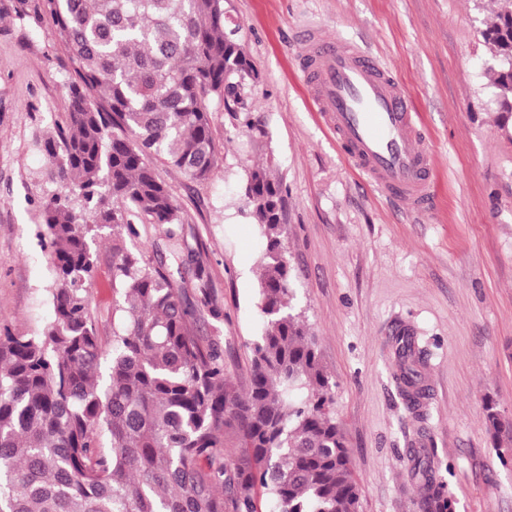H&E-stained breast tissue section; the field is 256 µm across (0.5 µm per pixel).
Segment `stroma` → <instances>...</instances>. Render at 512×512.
<instances>
[{
	"label": "stroma",
	"mask_w": 512,
	"mask_h": 512,
	"mask_svg": "<svg viewBox=\"0 0 512 512\" xmlns=\"http://www.w3.org/2000/svg\"><path fill=\"white\" fill-rule=\"evenodd\" d=\"M39 0H0V328L36 332L53 307L42 208L61 190L40 147L64 127L69 49ZM491 0H224V23L259 79L242 92L253 124L211 106L215 166L194 180L156 157L178 207L183 300L239 391L266 322L257 307L263 242L244 196L247 171L283 186L291 305L331 376L360 512H421L414 449L431 453L454 512H512V441L493 443L487 409L512 419V138L497 123L480 31ZM366 46L409 91L433 154V206L410 215L347 159L316 112L297 33ZM94 248L89 290L112 345V233ZM202 274H195V266ZM425 358L421 413L398 393L394 338Z\"/></svg>",
	"instance_id": "35a3bbf8"
}]
</instances>
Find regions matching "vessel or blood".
I'll list each match as a JSON object with an SVG mask.
<instances>
[{"instance_id":"b4317fda","label":"vessel or blood","mask_w":512,"mask_h":512,"mask_svg":"<svg viewBox=\"0 0 512 512\" xmlns=\"http://www.w3.org/2000/svg\"><path fill=\"white\" fill-rule=\"evenodd\" d=\"M298 57L318 112L355 166L405 212L429 208L432 155L405 87L344 38L304 34Z\"/></svg>"}]
</instances>
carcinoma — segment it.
Segmentation results:
<instances>
[{
	"label": "carcinoma",
	"mask_w": 512,
	"mask_h": 512,
	"mask_svg": "<svg viewBox=\"0 0 512 512\" xmlns=\"http://www.w3.org/2000/svg\"><path fill=\"white\" fill-rule=\"evenodd\" d=\"M68 46L75 79L67 128L44 143L67 191L43 205L54 317L38 332L0 333V512H359V491L334 411V387L302 316L290 306L283 188L263 166L247 173L264 241L258 306L266 328L242 396L217 345L182 299L184 260L153 263L112 244L123 300L105 350L90 308V242L106 227L139 236L144 215L173 240L179 208L150 158L206 178L215 148L210 104L258 72L224 24V0H42ZM481 36L502 119H512V0ZM105 93L99 108L93 93ZM400 395L418 411L424 360L411 333L394 338ZM110 356L107 379L100 372ZM494 442L512 422L490 407ZM234 433L239 452L226 450ZM110 440L104 446L103 439ZM422 512H453L430 462L414 452Z\"/></svg>",
	"instance_id": "cac0c4a2"
}]
</instances>
